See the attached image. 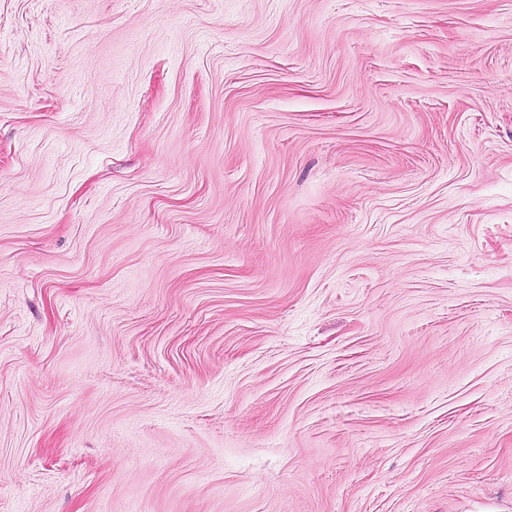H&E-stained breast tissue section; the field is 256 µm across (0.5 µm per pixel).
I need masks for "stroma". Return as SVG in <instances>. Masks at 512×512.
Returning a JSON list of instances; mask_svg holds the SVG:
<instances>
[{
  "instance_id": "1",
  "label": "stroma",
  "mask_w": 512,
  "mask_h": 512,
  "mask_svg": "<svg viewBox=\"0 0 512 512\" xmlns=\"http://www.w3.org/2000/svg\"><path fill=\"white\" fill-rule=\"evenodd\" d=\"M0 512H512V0H0Z\"/></svg>"
}]
</instances>
